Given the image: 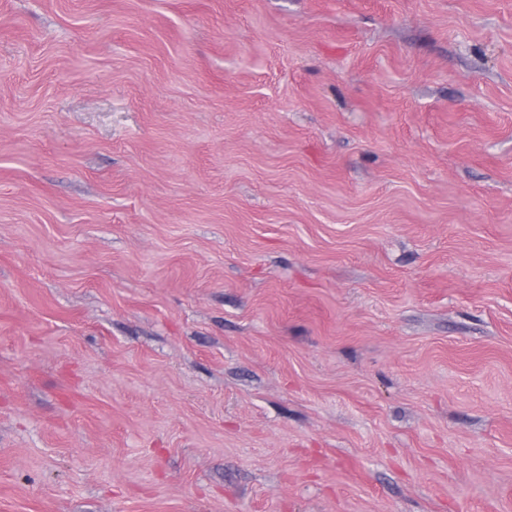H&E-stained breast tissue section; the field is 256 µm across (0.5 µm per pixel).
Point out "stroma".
I'll use <instances>...</instances> for the list:
<instances>
[{"label": "stroma", "instance_id": "stroma-1", "mask_svg": "<svg viewBox=\"0 0 512 512\" xmlns=\"http://www.w3.org/2000/svg\"><path fill=\"white\" fill-rule=\"evenodd\" d=\"M0 512H512V0H0Z\"/></svg>", "mask_w": 512, "mask_h": 512}]
</instances>
